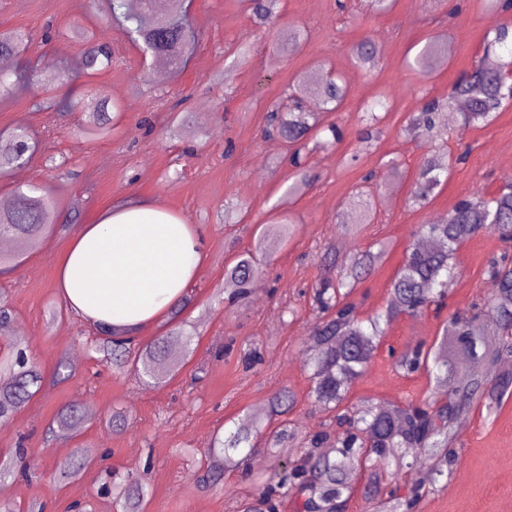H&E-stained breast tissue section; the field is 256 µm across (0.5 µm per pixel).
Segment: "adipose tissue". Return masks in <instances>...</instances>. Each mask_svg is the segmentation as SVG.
<instances>
[{
	"mask_svg": "<svg viewBox=\"0 0 512 512\" xmlns=\"http://www.w3.org/2000/svg\"><path fill=\"white\" fill-rule=\"evenodd\" d=\"M206 246L199 226L162 208L112 209L72 237L56 286L86 322L125 335L169 316L195 279Z\"/></svg>",
	"mask_w": 512,
	"mask_h": 512,
	"instance_id": "1",
	"label": "adipose tissue"
}]
</instances>
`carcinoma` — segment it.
Returning <instances> with one entry per match:
<instances>
[{
    "label": "carcinoma",
    "instance_id": "1",
    "mask_svg": "<svg viewBox=\"0 0 512 512\" xmlns=\"http://www.w3.org/2000/svg\"><path fill=\"white\" fill-rule=\"evenodd\" d=\"M249 17L256 27L267 26L279 8V0H246ZM102 13L109 24L120 28L138 44L143 53L162 57L181 71L187 56L199 39L187 20L185 0H166L163 10H149L148 0H102ZM495 37L485 55L493 54L497 45L512 56V25L498 22ZM81 43L83 73L95 75L112 66V48L82 27L73 30ZM305 33L290 27L280 33L272 47L276 57L299 52ZM29 42L23 28L0 32V56L20 57ZM379 49L370 40L356 45L351 53L355 68L372 70L378 66ZM450 42L441 36L427 39L413 59L407 61L415 74L428 78L448 64ZM512 67V60L495 67L479 62L463 72L448 90L445 99L427 100L420 112L412 115L407 131L427 140L443 136L440 116L458 103L465 104L458 113L464 128L488 124L496 118L504 104L512 100L508 82L502 74ZM68 81L67 69L61 65H46L43 70L0 71V100L14 97L30 86H40L32 108L52 111L59 115L79 109V125L89 140L112 135L122 107L102 93L79 97L70 92L58 94ZM349 93L346 77L329 76L319 71L299 74L288 97V106H278L267 113L266 132L275 135L291 147L286 196L293 199L312 185L315 176L302 162L310 149L328 151L339 141L338 128L323 126L321 113L302 106L303 96L314 95L324 111L334 112L345 102ZM385 94L378 95L366 106L364 140L370 141L381 116L374 112L383 105ZM179 100L167 117L170 136L181 132L189 123L191 112L182 108ZM329 131L331 137L321 133ZM313 147H308V143ZM37 150V141L25 129H13L0 136V179L27 165ZM466 154L432 150L423 156L419 172L410 188L409 201L414 207L426 206L435 190L448 179L454 167L465 160ZM57 202L46 186L32 181L18 185L12 191L8 208L0 209V237L13 243L9 252H0V268L17 266L22 257L39 249L42 242L65 228L55 223ZM375 213L373 204L363 206L354 223L345 231L355 235L358 225L369 224ZM293 221L281 219L266 224L260 232L254 251L236 257L224 270L226 282L235 288V296L248 295L257 286L260 268L253 252H263L272 243L291 234ZM491 233L505 244L512 243V183L499 194L489 197L483 192L460 200L440 221L421 224L415 235L441 244L436 250H423L417 243L407 249L403 265L390 283L387 306L369 318L361 319L355 305L349 301L361 278L371 272L386 256L388 244L379 243L377 250L360 249L347 258L337 252L315 287L313 302L318 313L310 330L312 349L307 353L311 370L310 394L314 402L336 410V426H325L302 437L303 457L300 463L282 471L251 477L255 492L240 501L238 512H278L286 499L293 501L297 512H338L353 497L354 483L363 479L364 497L372 505L371 512H417L421 500L431 494L439 480L448 477L456 462L452 428L472 411L492 415L512 397V253L504 251L490 262L488 276L495 283L493 293L478 302L458 309L448 316L439 339L424 343L396 358L398 372L428 373L433 381L432 396L420 401L406 400L399 405L370 402L360 407L348 406L347 396L352 383L360 378L378 350L385 326L400 316L419 317L431 306L439 304L448 294V282L454 278V256L460 245L479 234ZM494 317L495 332L485 339L475 336L478 322L485 316ZM97 352L117 373L129 368L140 370L157 382H164L177 370L170 358V340L185 336L184 324L150 343L133 350L127 340L112 333V329L97 326ZM0 338L11 340L7 352L0 355V423L7 424L40 389L43 376L29 357H24L23 342L15 338V314L8 302L0 300ZM487 359L499 365L496 374L485 375L472 366ZM293 404L291 394L279 391L271 397L269 415L256 418L215 436L206 466L198 476L205 489L216 487L224 471L237 467V456L250 447L255 436L268 434L270 449L293 441L297 430L283 423L272 426L274 417L288 413ZM85 423V416L76 405L57 411L52 424L60 432L75 434ZM27 449L19 447L0 465V475L13 472L28 476ZM426 456L432 460L424 474L407 476V457ZM93 458L75 450L58 466L63 478H74L91 468ZM111 493L120 512H144L148 483L141 476H129L113 481Z\"/></svg>",
    "mask_w": 512,
    "mask_h": 512
}]
</instances>
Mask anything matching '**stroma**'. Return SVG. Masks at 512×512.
<instances>
[{
	"mask_svg": "<svg viewBox=\"0 0 512 512\" xmlns=\"http://www.w3.org/2000/svg\"><path fill=\"white\" fill-rule=\"evenodd\" d=\"M192 23L200 34L191 61L179 78L155 76L156 59L143 58L138 45L109 25L93 0H0V31H31L32 58L67 65L73 90L102 91L121 103L118 131L102 140H85L77 116L56 119L34 111L33 91L0 102V131L25 127L38 138V154L21 172L0 181V197L13 185L40 180L59 202L58 219L76 215L88 224L111 207L150 203L190 224L204 228L206 257L187 291L188 305L180 322L194 326L189 344L179 345L176 374L157 385L133 372L118 374L94 350L97 336L62 300L55 265L68 234L46 239L12 271L0 274V298L12 307L26 330L30 353L44 383L13 421L0 424V456L24 445L34 465L30 479L7 478L0 502L15 512H29L32 501L44 512H72L81 503L86 512H118L111 498L98 495L99 471L122 475L147 472L149 496L145 512H236L239 499L253 491L244 470L254 459L266 470L285 467L300 455L297 447L270 452L256 439L243 469L225 472L222 487L202 490L194 477L217 432L235 429L254 418L255 407L267 406L275 392L294 397L286 416L299 432L329 423L331 411L309 396L311 381L305 363L308 330L315 319L311 294L324 271L328 246L354 251L385 240L391 247L374 270L360 281L352 299L359 317H368L388 300L389 284L402 264L418 225L443 217L476 190L493 195L512 182V103L488 125L459 129L448 123V146L466 153L447 182L424 208L409 204L413 179L427 143L406 132L410 116L425 100L443 98L459 75L482 60L492 39L493 21L480 0H395L384 14L371 11L366 0H281L274 24L257 28L248 20L242 0H195ZM81 25L111 43L112 69L88 78L80 65V47L71 34ZM295 25L308 33L301 52L273 59L270 46L279 29ZM445 34L452 59L432 77L420 79L406 65L427 37ZM371 40L380 50L377 69L358 70L351 48ZM249 42L237 64L227 52ZM346 74L350 91L343 107L328 113L341 138L333 150L308 154L316 181L295 201H288L290 166L282 142L265 136V115L287 92L294 76L311 67ZM149 73L136 83L138 72ZM385 94L387 110L376 142L360 138V116L367 101ZM190 99L192 111L207 109L208 123L193 122L178 139L163 134L176 96ZM150 119L155 130L142 134L138 125ZM351 164H343V156ZM396 159L397 177L381 185L382 198L373 223L358 238L341 233L360 208L355 187L376 168L380 158ZM237 207L240 220L218 223L225 206ZM292 216L295 230L286 242L261 254L259 287L237 303H229L224 267L251 249L258 227L272 216ZM505 248L486 233L463 243L456 253L459 275L448 290L443 310H429L391 322L375 358L351 387L348 402L397 404L432 394L426 372H395L393 354L418 343H432L449 311L491 293L486 269ZM259 349L262 365L248 371L241 350ZM93 405L88 424L67 439L68 448L90 451L98 465L79 478L60 477L56 464L65 454L58 441H45V428L62 407ZM124 413L127 429H109L114 412ZM456 435L458 460L447 484L423 499L418 512H512V399L495 415L475 412Z\"/></svg>",
	"mask_w": 512,
	"mask_h": 512,
	"instance_id": "stroma-1",
	"label": "stroma"
}]
</instances>
